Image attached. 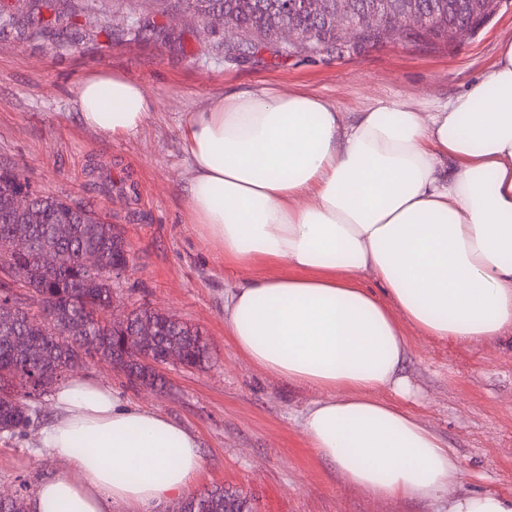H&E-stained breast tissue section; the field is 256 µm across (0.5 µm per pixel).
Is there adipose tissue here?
Listing matches in <instances>:
<instances>
[{
	"label": "adipose tissue",
	"mask_w": 512,
	"mask_h": 512,
	"mask_svg": "<svg viewBox=\"0 0 512 512\" xmlns=\"http://www.w3.org/2000/svg\"><path fill=\"white\" fill-rule=\"evenodd\" d=\"M76 106L113 138L144 124L151 99L103 71L80 82ZM180 136L189 221L225 264L299 271L233 288L225 335L257 367L321 392L302 431L349 483L379 498L448 494L458 459L375 394L410 392L398 316L455 342L512 332V44L434 112L378 101L349 116L266 87L191 113ZM54 408L38 446L70 468L40 485L37 512H152L203 467L193 433L93 378L59 383Z\"/></svg>",
	"instance_id": "ef3b65f1"
}]
</instances>
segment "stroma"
<instances>
[{
  "instance_id": "1",
  "label": "stroma",
  "mask_w": 512,
  "mask_h": 512,
  "mask_svg": "<svg viewBox=\"0 0 512 512\" xmlns=\"http://www.w3.org/2000/svg\"><path fill=\"white\" fill-rule=\"evenodd\" d=\"M78 16L73 47L42 37L0 32V168L23 171L43 194L87 203L118 224L133 265L116 290L121 309H158L200 328L213 357L201 369L167 366L164 391H150L97 360L80 374L119 390L129 401L166 415L200 441L203 468L188 496L233 487L255 512H448V499H376L349 484L318 456L300 426L318 399L316 390L274 377L249 362L224 334V299L244 280L290 274L285 265L239 270L205 243L187 221L188 163L180 127L190 113L223 95L260 87L320 95L341 111L375 101H405L432 112L465 92L512 43V0L470 38L451 44L385 39L356 52L277 54L245 60L229 50L222 25L166 0H53ZM159 32L141 35L132 18ZM106 70L146 88L152 108L135 133L106 137L85 127L74 90ZM126 179L128 195L99 193L96 169ZM407 339L402 373L416 392L402 405L458 457L459 492L512 496V334L478 345L443 341L401 320ZM25 434L0 435V492L34 498L65 462L37 446L42 423L54 416V398L33 405Z\"/></svg>"
}]
</instances>
